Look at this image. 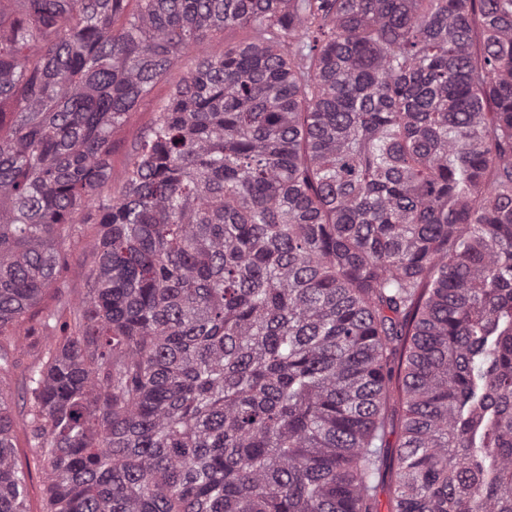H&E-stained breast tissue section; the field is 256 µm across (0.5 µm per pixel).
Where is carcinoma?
<instances>
[{
	"mask_svg": "<svg viewBox=\"0 0 512 512\" xmlns=\"http://www.w3.org/2000/svg\"><path fill=\"white\" fill-rule=\"evenodd\" d=\"M76 224L41 512H512V0H0V378ZM190 67L191 61L186 59L172 68L167 79L156 83L142 99L137 110L132 112L128 123L112 135V187L118 186L123 178L129 160L130 144L151 125L158 106L169 95L171 83L182 79ZM77 231L66 240L62 249L66 254V264L56 280L44 293L40 303L32 309L27 325H37L43 313L56 304L57 294L66 298L78 299L83 291L84 281L89 274L90 264L84 259V244L94 233L92 224H76Z\"/></svg>",
	"mask_w": 512,
	"mask_h": 512,
	"instance_id": "obj_1",
	"label": "carcinoma"
}]
</instances>
